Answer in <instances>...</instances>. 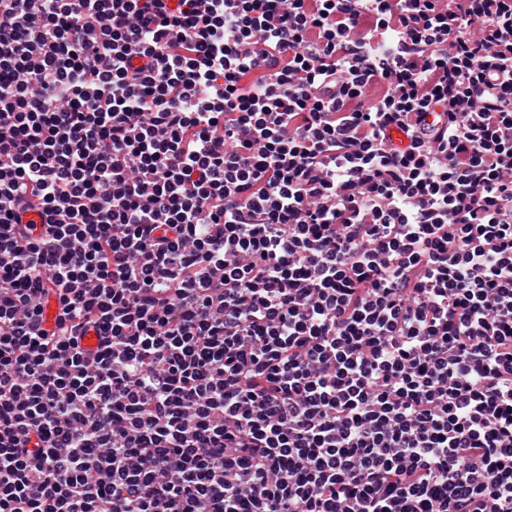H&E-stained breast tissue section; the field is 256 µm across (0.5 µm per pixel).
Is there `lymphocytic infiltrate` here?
Wrapping results in <instances>:
<instances>
[{
    "mask_svg": "<svg viewBox=\"0 0 512 512\" xmlns=\"http://www.w3.org/2000/svg\"><path fill=\"white\" fill-rule=\"evenodd\" d=\"M0 512H512V0H0Z\"/></svg>",
    "mask_w": 512,
    "mask_h": 512,
    "instance_id": "obj_1",
    "label": "lymphocytic infiltrate"
}]
</instances>
